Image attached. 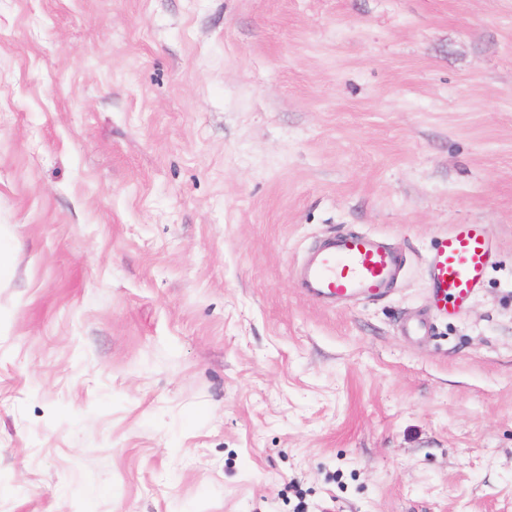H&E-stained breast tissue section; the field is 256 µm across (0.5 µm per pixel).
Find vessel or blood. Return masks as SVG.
Here are the masks:
<instances>
[{
	"label": "vessel or blood",
	"mask_w": 512,
	"mask_h": 512,
	"mask_svg": "<svg viewBox=\"0 0 512 512\" xmlns=\"http://www.w3.org/2000/svg\"><path fill=\"white\" fill-rule=\"evenodd\" d=\"M492 257L482 225L453 227L428 261L440 311L465 306L480 287ZM401 272L399 254L370 233L337 234L311 248L295 276L306 296L321 305L387 295Z\"/></svg>",
	"instance_id": "b4317fda"
}]
</instances>
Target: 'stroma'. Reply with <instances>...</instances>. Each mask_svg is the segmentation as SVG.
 Instances as JSON below:
<instances>
[{"label":"stroma","instance_id":"stroma-1","mask_svg":"<svg viewBox=\"0 0 512 512\" xmlns=\"http://www.w3.org/2000/svg\"><path fill=\"white\" fill-rule=\"evenodd\" d=\"M301 507L512 512V0H0V512ZM492 257V244L480 224H456L428 261L437 308L449 313L465 306L480 287ZM401 272L399 254L370 233L337 234L311 248L296 268L305 295L320 305L387 295Z\"/></svg>","mask_w":512,"mask_h":512}]
</instances>
